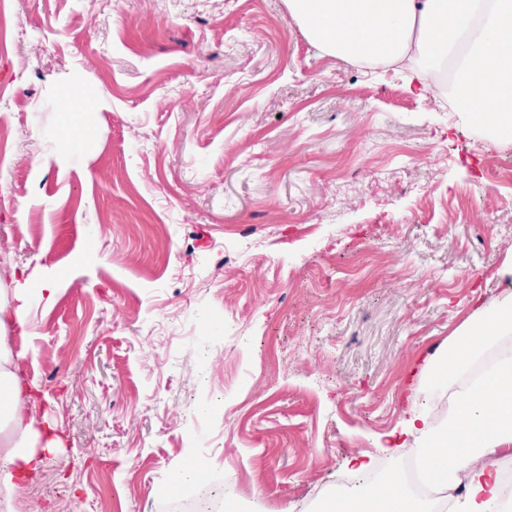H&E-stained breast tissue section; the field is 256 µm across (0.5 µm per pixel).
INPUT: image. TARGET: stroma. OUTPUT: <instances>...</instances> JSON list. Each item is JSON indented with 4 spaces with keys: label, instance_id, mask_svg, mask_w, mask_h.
<instances>
[{
    "label": "stroma",
    "instance_id": "stroma-1",
    "mask_svg": "<svg viewBox=\"0 0 512 512\" xmlns=\"http://www.w3.org/2000/svg\"><path fill=\"white\" fill-rule=\"evenodd\" d=\"M0 289L54 442L15 512H171L190 458L239 512H314L512 255V143L286 0H0ZM76 90L84 143L53 131ZM96 248L87 251L86 239Z\"/></svg>",
    "mask_w": 512,
    "mask_h": 512
}]
</instances>
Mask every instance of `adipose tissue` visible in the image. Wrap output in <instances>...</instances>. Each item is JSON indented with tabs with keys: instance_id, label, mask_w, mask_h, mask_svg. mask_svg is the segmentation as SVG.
<instances>
[{
	"instance_id": "1",
	"label": "adipose tissue",
	"mask_w": 512,
	"mask_h": 512,
	"mask_svg": "<svg viewBox=\"0 0 512 512\" xmlns=\"http://www.w3.org/2000/svg\"><path fill=\"white\" fill-rule=\"evenodd\" d=\"M288 12L321 51L354 64L404 67L411 86L450 95L463 123L512 142V0H287ZM52 280L0 289V512H13L19 480L35 474L41 430L16 381L24 357L14 333L34 297L52 300ZM512 290L473 311L448 339V402L442 417L409 410L402 435L421 446L435 492L419 498L397 479L334 498L330 512H498L512 500L499 462L512 460ZM464 495H454L457 485Z\"/></svg>"
}]
</instances>
